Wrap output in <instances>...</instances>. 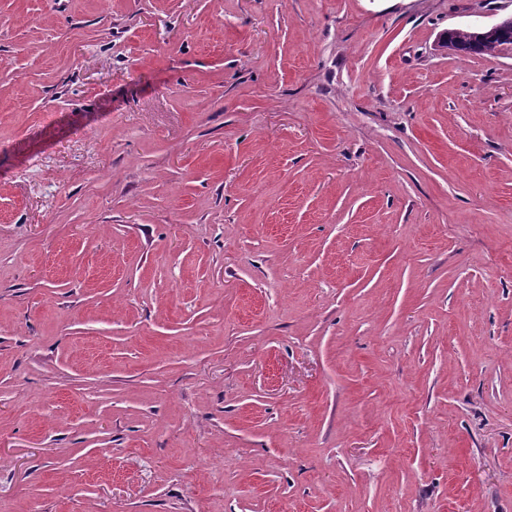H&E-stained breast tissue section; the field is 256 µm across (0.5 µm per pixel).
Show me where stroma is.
Returning <instances> with one entry per match:
<instances>
[{
    "label": "stroma",
    "instance_id": "stroma-1",
    "mask_svg": "<svg viewBox=\"0 0 512 512\" xmlns=\"http://www.w3.org/2000/svg\"><path fill=\"white\" fill-rule=\"evenodd\" d=\"M512 0H0V512H512ZM512 29V14L508 16H503L496 19L493 23L475 28V32H472V29H456V32L453 34V39L457 43L459 50L461 52L470 53L472 49V34L478 39H483L484 37L493 36L496 32H502Z\"/></svg>",
    "mask_w": 512,
    "mask_h": 512
}]
</instances>
